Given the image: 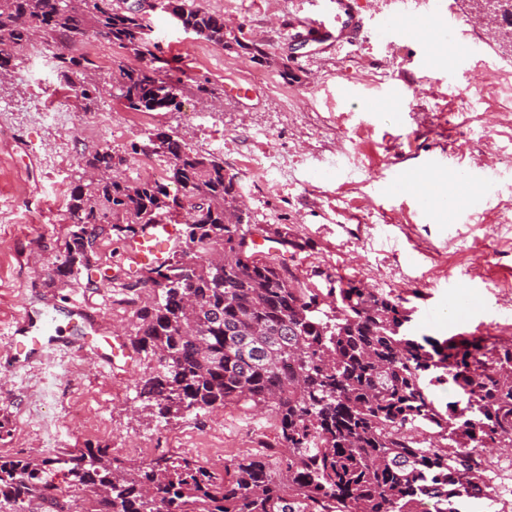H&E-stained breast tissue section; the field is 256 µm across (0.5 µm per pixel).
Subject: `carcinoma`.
I'll return each instance as SVG.
<instances>
[{
	"instance_id": "1",
	"label": "carcinoma",
	"mask_w": 512,
	"mask_h": 512,
	"mask_svg": "<svg viewBox=\"0 0 512 512\" xmlns=\"http://www.w3.org/2000/svg\"><path fill=\"white\" fill-rule=\"evenodd\" d=\"M167 4L211 44L265 57L224 16L186 0ZM89 31L132 58L112 70L127 108H179L159 95L158 69L145 62L149 26L136 0H0V77L35 37L63 36L54 70L67 83L82 75L80 96L98 98L95 62L71 49ZM157 139L170 158L160 180L116 175L126 158L109 147L82 159L51 272L72 282L91 270L97 251L85 247L88 229L131 243L180 198L196 200L183 222L186 250L142 266L128 287L146 293L129 335L149 369L137 397L165 423L226 405L261 407L287 453L272 463L248 452L222 475L186 456L133 466L90 443L63 461L0 455V512H74L67 485L93 488L81 512H457L461 497L493 499L484 457L512 448V338L417 339L405 331L410 318L399 297L352 281L325 290L299 281L286 259L258 256L260 225L226 222L241 193L224 162L177 134ZM193 252L206 260L172 278L173 262ZM445 384L461 399L440 406L431 387ZM421 426L436 440L410 436Z\"/></svg>"
}]
</instances>
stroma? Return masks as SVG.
<instances>
[{"mask_svg":"<svg viewBox=\"0 0 512 512\" xmlns=\"http://www.w3.org/2000/svg\"><path fill=\"white\" fill-rule=\"evenodd\" d=\"M193 2L223 14L229 30L262 43L267 57L221 49L167 11H151L149 49L179 111L139 121L112 89V67L128 60L127 50L92 34L75 49L97 61L100 95L90 104L73 96L65 122L39 119L34 95L58 83L52 56L61 39L41 37L18 51L11 80L0 82L8 105L0 112V422L9 430L0 455L56 457L91 442L122 449L133 463L166 453L213 470L214 455L229 464L273 437L267 414L231 406L158 422L136 396L145 366L125 368L121 357L104 372L88 350L50 351L20 369L7 361L15 318L52 309L64 317L74 299L99 312L103 335H129L131 311L111 308L139 274L126 246L101 242L95 263L110 274L103 288L49 275L82 157L105 147L120 155L152 134L186 135L193 149L221 158L251 222L269 237L282 232L304 243L287 254L299 281L318 270L401 297L415 337L495 336L512 322V53L478 18L474 0H452L467 25L449 40L443 65L409 28L375 38L377 24L394 16V0H355L363 32L340 46L300 38L294 21L314 12L313 0ZM381 72L386 80L376 81ZM493 72L499 80H490ZM200 84L211 91L203 104ZM464 93L480 104L465 108ZM263 153L275 164L267 175L242 168L243 157ZM441 153L452 160L448 191L465 198L445 221L387 186L399 169L426 174L425 160ZM269 237L258 243L266 254L276 248ZM75 413L81 425H73ZM511 457L506 448L489 457L494 504L464 497L459 512H512Z\"/></svg>","mask_w":512,"mask_h":512,"instance_id":"1","label":"stroma"}]
</instances>
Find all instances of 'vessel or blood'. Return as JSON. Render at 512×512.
Wrapping results in <instances>:
<instances>
[{
	"mask_svg": "<svg viewBox=\"0 0 512 512\" xmlns=\"http://www.w3.org/2000/svg\"><path fill=\"white\" fill-rule=\"evenodd\" d=\"M429 14L435 24L436 39L447 40L450 31L462 27V20L449 14L447 0H427ZM305 40L324 44L341 42L344 36L357 33L360 21L352 0H324L319 9L298 19ZM177 235L173 224H153L138 239L137 260L141 263L163 262L172 240ZM82 339L96 356L101 368L112 365L113 358L124 344L120 340L101 335L97 313L82 303H74L67 320L52 314L25 313L17 318L13 331V362L25 365L39 358L44 351L68 346L75 339Z\"/></svg>",
	"mask_w": 512,
	"mask_h": 512,
	"instance_id": "b4317fda",
	"label": "vessel or blood"
}]
</instances>
